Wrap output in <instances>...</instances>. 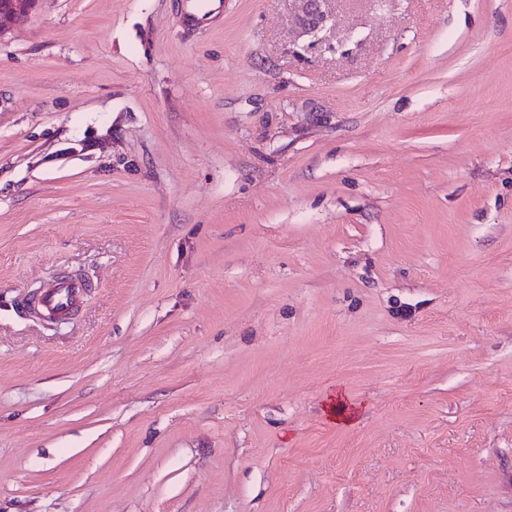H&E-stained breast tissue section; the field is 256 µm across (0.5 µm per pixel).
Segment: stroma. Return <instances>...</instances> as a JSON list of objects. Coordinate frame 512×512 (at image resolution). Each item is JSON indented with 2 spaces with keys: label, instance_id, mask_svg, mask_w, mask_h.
Here are the masks:
<instances>
[{
  "label": "stroma",
  "instance_id": "obj_1",
  "mask_svg": "<svg viewBox=\"0 0 512 512\" xmlns=\"http://www.w3.org/2000/svg\"><path fill=\"white\" fill-rule=\"evenodd\" d=\"M214 2L0 36V512H512V0ZM74 288L80 287L75 282L60 281L46 290L41 301L45 319L55 318L73 303ZM325 410L329 418L341 426L353 424L357 414L353 405H351L340 392H336V394L328 397Z\"/></svg>",
  "mask_w": 512,
  "mask_h": 512
}]
</instances>
